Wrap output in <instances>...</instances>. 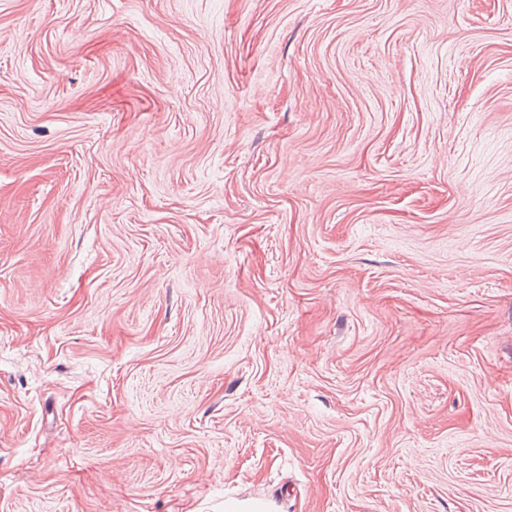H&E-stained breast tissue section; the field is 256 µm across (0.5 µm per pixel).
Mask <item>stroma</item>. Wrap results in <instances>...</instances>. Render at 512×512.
Returning <instances> with one entry per match:
<instances>
[{"label": "stroma", "mask_w": 512, "mask_h": 512, "mask_svg": "<svg viewBox=\"0 0 512 512\" xmlns=\"http://www.w3.org/2000/svg\"><path fill=\"white\" fill-rule=\"evenodd\" d=\"M512 512V0H0V512Z\"/></svg>", "instance_id": "1"}]
</instances>
